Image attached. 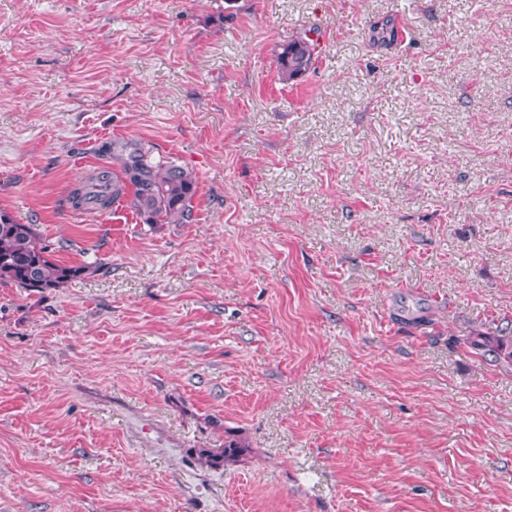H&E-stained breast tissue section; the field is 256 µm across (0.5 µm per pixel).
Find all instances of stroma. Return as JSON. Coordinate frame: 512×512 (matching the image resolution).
Returning <instances> with one entry per match:
<instances>
[{"label": "stroma", "instance_id": "35a3bbf8", "mask_svg": "<svg viewBox=\"0 0 512 512\" xmlns=\"http://www.w3.org/2000/svg\"><path fill=\"white\" fill-rule=\"evenodd\" d=\"M0 209L97 267L0 283V512H512V0H0ZM315 53V42L309 38L298 37L283 46L278 54L282 80H294L305 74L313 64ZM193 172L173 163L153 162L141 149L130 152L119 170L107 171L75 188V206L93 203L108 209L116 199L129 196L130 206L146 224H182L191 216L196 193ZM467 343L491 362L512 366V332L511 327L489 329H474L466 338ZM227 434L224 448H203L198 453L200 460H204L209 465H221L236 461L246 450V445L236 437H232L231 434Z\"/></svg>", "mask_w": 512, "mask_h": 512}]
</instances>
